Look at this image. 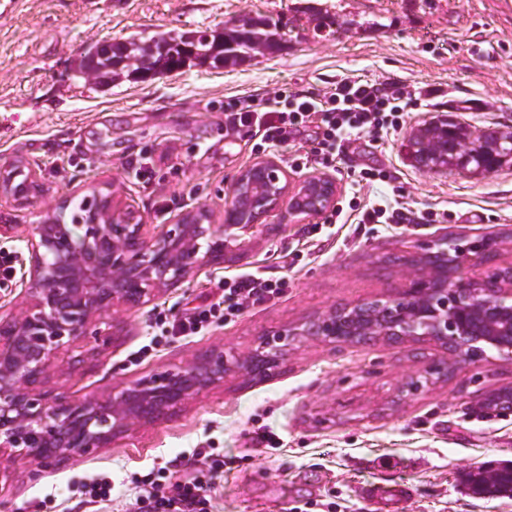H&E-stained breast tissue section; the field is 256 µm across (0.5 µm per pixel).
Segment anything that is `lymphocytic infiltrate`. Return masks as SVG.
Returning <instances> with one entry per match:
<instances>
[{"instance_id":"1","label":"lymphocytic infiltrate","mask_w":512,"mask_h":512,"mask_svg":"<svg viewBox=\"0 0 512 512\" xmlns=\"http://www.w3.org/2000/svg\"><path fill=\"white\" fill-rule=\"evenodd\" d=\"M435 86L410 87L400 83L377 82L355 75L337 77L321 91L275 88L268 97L240 96L224 103V134L233 136L240 129L254 130L260 148L266 149L301 136L315 128L310 152L295 155L292 167L314 164L332 167L337 155L352 142L368 136L376 139L400 131L410 112L424 109L440 96ZM355 212L363 224H444L448 212L429 208L415 211L388 204H364L351 199L326 216L329 224L344 221ZM285 279L255 270L226 276L219 298L181 315H155L151 345L170 336H197L213 324L229 323L241 317L255 303L281 297L287 290ZM203 448L194 449L180 461L186 476L168 467L150 470L137 481L136 496L127 512H213L214 498L226 471L232 470L235 457L228 456L207 474L194 476Z\"/></svg>"}]
</instances>
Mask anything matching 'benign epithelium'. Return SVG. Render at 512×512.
Masks as SVG:
<instances>
[{"label": "benign epithelium", "mask_w": 512, "mask_h": 512, "mask_svg": "<svg viewBox=\"0 0 512 512\" xmlns=\"http://www.w3.org/2000/svg\"><path fill=\"white\" fill-rule=\"evenodd\" d=\"M98 209L78 224H63L46 209L26 237L28 288L16 312L0 314V458L37 463L106 448L136 424H146L229 378L263 380L301 339L334 345L382 341L395 346L432 343L446 358L411 376L416 393L445 382L454 362H479L494 353L512 360V266L478 279L460 276L474 255L495 256L499 241L448 248V237L427 243L408 260L403 287L393 297L331 306L318 316L259 338L246 353L218 346L185 367L168 368L112 389L105 400H73L47 387L59 350L88 335L120 307H136L180 287L207 266L224 262L273 216L305 224L336 206L340 187L327 172L292 178L274 156L244 167L230 185L223 223L213 209H186L168 224H147L115 185L91 188ZM0 192L27 201L42 192L33 172L0 175ZM99 355L91 346L61 360L59 372ZM512 411V385L488 391L479 408Z\"/></svg>", "instance_id": "benign-epithelium-1"}]
</instances>
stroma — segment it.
Instances as JSON below:
<instances>
[{
    "label": "stroma",
    "instance_id": "35a3bbf8",
    "mask_svg": "<svg viewBox=\"0 0 512 512\" xmlns=\"http://www.w3.org/2000/svg\"><path fill=\"white\" fill-rule=\"evenodd\" d=\"M318 9L335 15L332 29L315 31ZM248 17L286 24L291 42L237 67H191L108 91L71 73L99 41ZM347 73L442 87L443 97L408 119L411 127L440 114L474 131L512 127V0H22L0 14V171L24 162L45 189L25 206L0 193V225L16 227L0 235V250L17 261L12 283L0 285V305L20 302L29 267L25 236L59 198L83 196L95 181L114 182L150 224L224 203L227 186L257 156L252 132L225 137V99L284 84L321 90ZM132 154L146 159L150 183L127 166ZM380 163L396 170L411 208H447L448 223L347 224L292 266L286 254L304 227L270 220L223 266L114 313L104 353L50 378V386L74 399L104 396L190 364L215 345L246 351L261 334L330 306L395 295L405 273L401 257L442 234L465 244L501 243L494 264L470 261L461 275L480 278L492 265H512V165L483 176L425 172L407 161L402 135L381 146L365 137L336 165L340 201L357 189L354 172ZM256 267L287 280L282 298L204 335L173 337L154 356L134 360L150 340L155 312L186 313L217 297L226 274ZM442 356L430 345L335 348L304 339L265 380H227L110 447L44 466L0 462V512H29L31 501L47 496L56 512H71L82 484L104 475L114 480L117 498L97 512H120L149 468L209 447L237 459L215 512H294L303 505L310 512H382L362 492L374 483L414 488L401 512H512V498L476 499L464 485L469 471L512 460V413L489 416L477 407L491 388L512 384V361H462L448 381L400 397L405 377ZM257 423L272 427L279 450H258L249 436Z\"/></svg>",
    "mask_w": 512,
    "mask_h": 512
}]
</instances>
